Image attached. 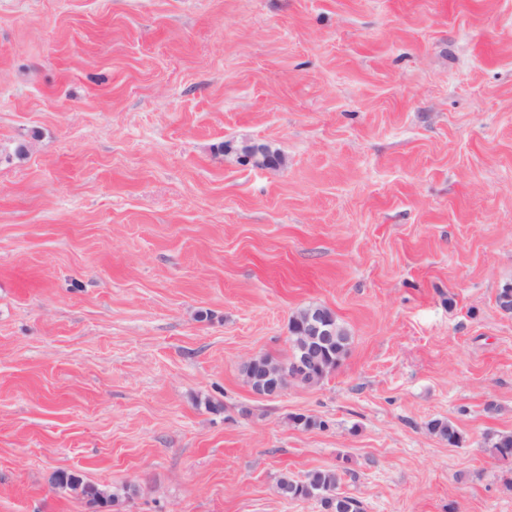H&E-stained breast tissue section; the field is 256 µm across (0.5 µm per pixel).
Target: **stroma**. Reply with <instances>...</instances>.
<instances>
[{"label": "stroma", "instance_id": "35a3bbf8", "mask_svg": "<svg viewBox=\"0 0 512 512\" xmlns=\"http://www.w3.org/2000/svg\"><path fill=\"white\" fill-rule=\"evenodd\" d=\"M507 283L512 0H0V512H512ZM309 308L321 309L328 315H332L334 318V325L337 328V335L335 336L334 327L318 312H308L304 319V326L308 335L306 342L303 345L305 350L315 347L318 343H322V340L327 339L329 336H335V341L329 350H327V352L317 360L316 364L311 368V375L309 379L304 382L309 385H315L323 381L340 364L341 360L349 350L351 336L347 329L337 321L333 313L329 309L321 306H310L299 310L290 320V333L298 328L299 325L297 320L303 312ZM299 367L303 368V366L300 364L294 368H288L286 365H282L280 368H277L268 364H264L262 366L263 370L265 371L268 378H272L267 387V392L265 395L269 398H277L283 393V391L288 387L290 383H300L304 373L298 370ZM342 469H317L298 479L283 473L277 486L282 496L290 499L316 500L323 512H363L362 503L341 491ZM54 483L63 489L78 491L87 498L90 503L99 509H107L118 501V495L109 493L105 488L98 487L94 484L86 483L78 475L59 471L53 477Z\"/></svg>", "mask_w": 512, "mask_h": 512}]
</instances>
